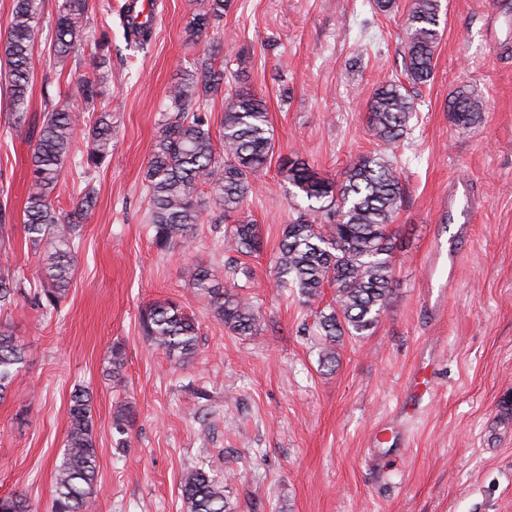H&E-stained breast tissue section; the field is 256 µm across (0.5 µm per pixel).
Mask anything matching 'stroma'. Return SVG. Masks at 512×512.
<instances>
[{
  "mask_svg": "<svg viewBox=\"0 0 512 512\" xmlns=\"http://www.w3.org/2000/svg\"><path fill=\"white\" fill-rule=\"evenodd\" d=\"M148 53L131 55L111 31L97 111L112 113V154L82 174L76 143L58 186L60 206L92 193L78 227V263L58 314L30 301L0 313L27 346L25 366L0 400V495L22 492L48 512L55 462L74 389L93 394L99 474L95 512H185V467L206 463L238 512H512V0H440L432 79L413 95L405 137L384 147L368 130L375 88L403 76L410 0L387 13L374 0H225L224 16L190 40L195 0H158ZM56 0H43L27 122L7 129L9 92L0 76V267L23 269L40 287L42 260L24 238L34 129L44 79L59 75L64 102L81 99V63L56 69ZM244 67L266 101L275 150L244 207L263 239L246 257L224 246L217 207L190 247L157 250L147 231L144 175L168 87L205 58ZM464 87L484 103L480 122L457 127L448 99ZM390 149L404 200L395 235L393 295L371 336L344 339L334 370L318 365L315 306L278 287L275 257L301 199L281 169L297 155L341 181L365 155ZM466 185L468 223L448 217V196ZM459 261L449 267L447 254ZM251 297L256 334L217 320L192 285L196 266ZM180 302L199 325L195 358L180 365L140 327L149 303ZM126 352L123 382L107 375L112 344ZM436 355L434 396L404 441L374 445L397 416L413 366ZM134 410L125 436L119 405Z\"/></svg>",
  "mask_w": 512,
  "mask_h": 512,
  "instance_id": "35a3bbf8",
  "label": "stroma"
}]
</instances>
